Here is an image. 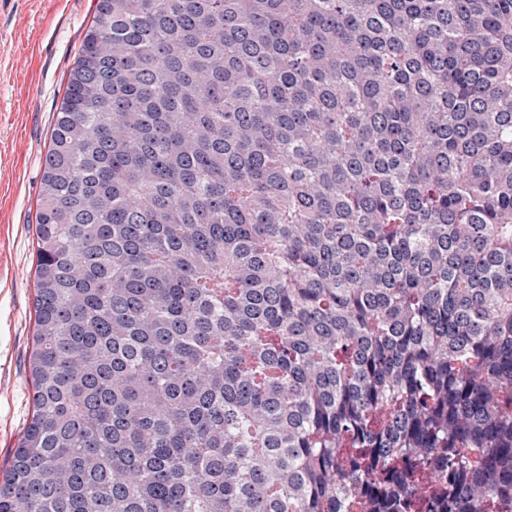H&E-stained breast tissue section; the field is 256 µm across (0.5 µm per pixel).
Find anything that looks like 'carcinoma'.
Listing matches in <instances>:
<instances>
[{
	"instance_id": "cac0c4a2",
	"label": "carcinoma",
	"mask_w": 512,
	"mask_h": 512,
	"mask_svg": "<svg viewBox=\"0 0 512 512\" xmlns=\"http://www.w3.org/2000/svg\"><path fill=\"white\" fill-rule=\"evenodd\" d=\"M0 512H512V0H97Z\"/></svg>"
}]
</instances>
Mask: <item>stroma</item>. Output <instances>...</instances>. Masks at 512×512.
<instances>
[{
	"label": "stroma",
	"mask_w": 512,
	"mask_h": 512,
	"mask_svg": "<svg viewBox=\"0 0 512 512\" xmlns=\"http://www.w3.org/2000/svg\"><path fill=\"white\" fill-rule=\"evenodd\" d=\"M97 0H0V474L32 414L35 216L50 133Z\"/></svg>",
	"instance_id": "stroma-1"
}]
</instances>
